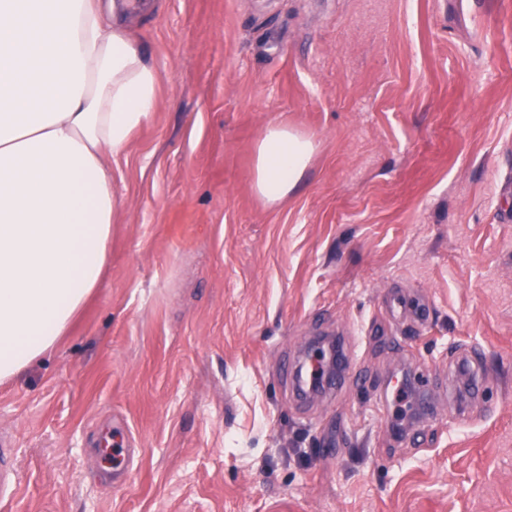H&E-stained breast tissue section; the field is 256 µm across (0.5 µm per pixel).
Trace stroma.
<instances>
[{
  "label": "stroma",
  "instance_id": "35a3bbf8",
  "mask_svg": "<svg viewBox=\"0 0 512 512\" xmlns=\"http://www.w3.org/2000/svg\"><path fill=\"white\" fill-rule=\"evenodd\" d=\"M124 31L157 105L110 160L100 287L0 384L9 512H512V0H153ZM271 123L316 143L274 206ZM335 335L352 383L299 400L288 367ZM473 350L479 398L450 370ZM405 369L432 389L417 446ZM17 472L14 463L6 452L5 448H0V499H9L13 496Z\"/></svg>",
  "mask_w": 512,
  "mask_h": 512
}]
</instances>
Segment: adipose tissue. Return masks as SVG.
Here are the masks:
<instances>
[{
	"label": "adipose tissue",
	"instance_id": "adipose-tissue-1",
	"mask_svg": "<svg viewBox=\"0 0 512 512\" xmlns=\"http://www.w3.org/2000/svg\"><path fill=\"white\" fill-rule=\"evenodd\" d=\"M158 84L97 0H0V383L52 351L99 287L122 207L106 159L150 121ZM315 149L269 124L256 195L284 200Z\"/></svg>",
	"mask_w": 512,
	"mask_h": 512
}]
</instances>
